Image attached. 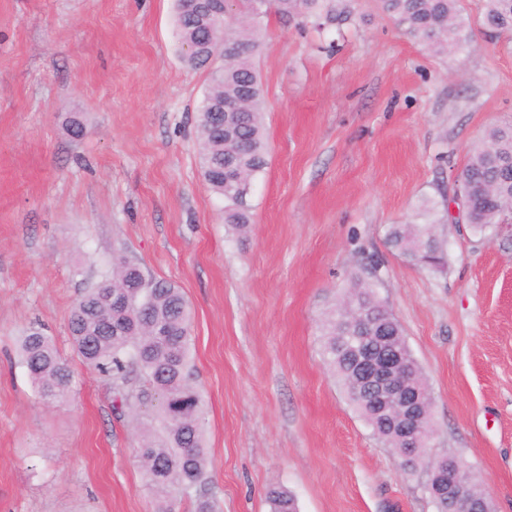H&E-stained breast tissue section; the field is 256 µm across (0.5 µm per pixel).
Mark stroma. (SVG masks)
Returning <instances> with one entry per match:
<instances>
[{"instance_id":"obj_1","label":"stroma","mask_w":512,"mask_h":512,"mask_svg":"<svg viewBox=\"0 0 512 512\" xmlns=\"http://www.w3.org/2000/svg\"><path fill=\"white\" fill-rule=\"evenodd\" d=\"M462 4L473 44L448 57L377 0H350V20L320 32L266 18L270 158L237 235L200 175L209 79L183 60L174 0H0V512H157L134 428L68 335L117 250L191 306L219 512H269L273 484L298 512H435L323 360V312L373 261L433 397L435 450L512 512V225L448 222L441 272L385 244L512 122V48L484 38L480 0ZM33 324L72 371L66 403H44L20 363Z\"/></svg>"}]
</instances>
